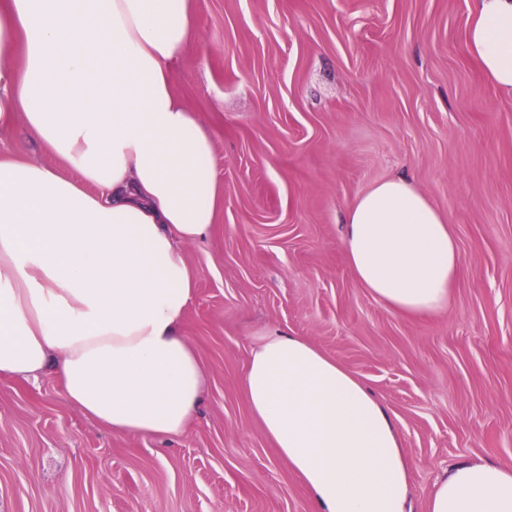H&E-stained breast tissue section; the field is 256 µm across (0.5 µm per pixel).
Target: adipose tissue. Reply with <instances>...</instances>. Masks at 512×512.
Returning <instances> with one entry per match:
<instances>
[{
  "label": "adipose tissue",
  "instance_id": "adipose-tissue-1",
  "mask_svg": "<svg viewBox=\"0 0 512 512\" xmlns=\"http://www.w3.org/2000/svg\"><path fill=\"white\" fill-rule=\"evenodd\" d=\"M194 0H0V135L23 125L65 168L0 157V378L52 373L114 431L176 439L206 392L183 334L196 295L186 243L222 192L212 136L174 92ZM465 50L512 93V0H476ZM348 265L386 308L446 310L461 257L404 177L349 209ZM242 394L316 512H413L388 410L305 337L252 350ZM427 512H512V465L463 459Z\"/></svg>",
  "mask_w": 512,
  "mask_h": 512
}]
</instances>
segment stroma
<instances>
[{"label": "stroma", "instance_id": "1", "mask_svg": "<svg viewBox=\"0 0 512 512\" xmlns=\"http://www.w3.org/2000/svg\"><path fill=\"white\" fill-rule=\"evenodd\" d=\"M474 0H195L174 89L224 188L185 246L183 333L208 376L175 440L115 433L54 375L0 379V512H314L241 394L266 332L307 337L389 410L414 512L448 464L512 463V94L464 47ZM0 154L60 162L15 129ZM406 177L451 224L445 312L407 317L357 283L343 220Z\"/></svg>", "mask_w": 512, "mask_h": 512}]
</instances>
